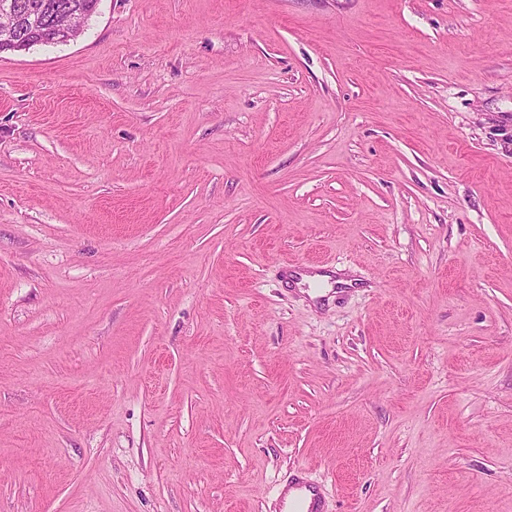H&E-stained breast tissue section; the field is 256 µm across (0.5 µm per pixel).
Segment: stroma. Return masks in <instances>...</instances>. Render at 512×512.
Here are the masks:
<instances>
[{
	"mask_svg": "<svg viewBox=\"0 0 512 512\" xmlns=\"http://www.w3.org/2000/svg\"><path fill=\"white\" fill-rule=\"evenodd\" d=\"M299 469L512 512V0H100L0 55V512Z\"/></svg>",
	"mask_w": 512,
	"mask_h": 512,
	"instance_id": "obj_1",
	"label": "stroma"
}]
</instances>
